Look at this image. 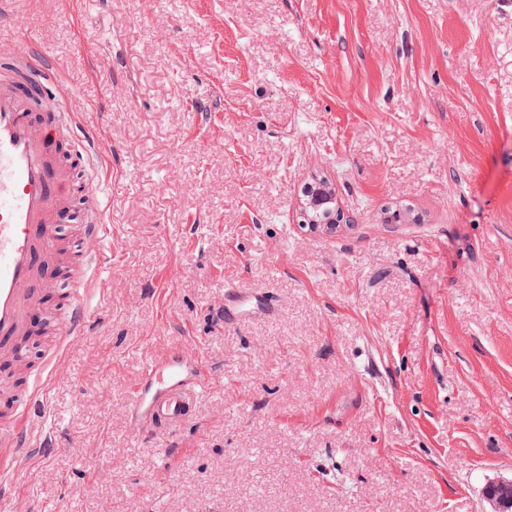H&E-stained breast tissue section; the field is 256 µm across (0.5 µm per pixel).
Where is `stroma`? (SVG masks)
<instances>
[{
	"label": "stroma",
	"mask_w": 512,
	"mask_h": 512,
	"mask_svg": "<svg viewBox=\"0 0 512 512\" xmlns=\"http://www.w3.org/2000/svg\"><path fill=\"white\" fill-rule=\"evenodd\" d=\"M99 123L104 312L0 512H493L512 481V0H15ZM327 180L338 229L304 227ZM235 285L278 312L224 328ZM211 381L153 445L146 359ZM484 493L498 509L494 511H505L512 503V481L488 484Z\"/></svg>",
	"instance_id": "stroma-1"
}]
</instances>
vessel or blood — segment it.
<instances>
[{
  "instance_id": "vessel-or-blood-1",
  "label": "vessel or blood",
  "mask_w": 512,
  "mask_h": 512,
  "mask_svg": "<svg viewBox=\"0 0 512 512\" xmlns=\"http://www.w3.org/2000/svg\"><path fill=\"white\" fill-rule=\"evenodd\" d=\"M56 66L38 47L19 55L0 41V376L20 364V346L36 327L53 331L61 344L84 335L95 317L89 302L103 262L69 250L62 227L79 223L87 240L107 242L104 197H96L84 222H77L69 186L74 165L94 168L96 125L64 104L43 105ZM272 298L236 288L224 291L218 321L233 327L273 314ZM48 373L32 375L27 393L0 391V466L9 483L20 472L16 461L33 449L52 448L51 437L34 427L49 408ZM208 381L201 355L187 346L168 349L138 376L129 401V419L148 438L169 437L187 423L196 396Z\"/></svg>"
}]
</instances>
